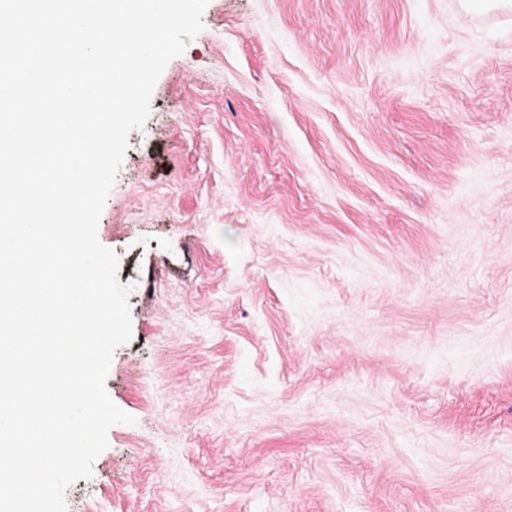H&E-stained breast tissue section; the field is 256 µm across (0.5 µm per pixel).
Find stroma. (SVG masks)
<instances>
[{
	"label": "stroma",
	"mask_w": 512,
	"mask_h": 512,
	"mask_svg": "<svg viewBox=\"0 0 512 512\" xmlns=\"http://www.w3.org/2000/svg\"><path fill=\"white\" fill-rule=\"evenodd\" d=\"M210 0L97 236L132 339L67 512H512V9Z\"/></svg>",
	"instance_id": "35a3bbf8"
}]
</instances>
